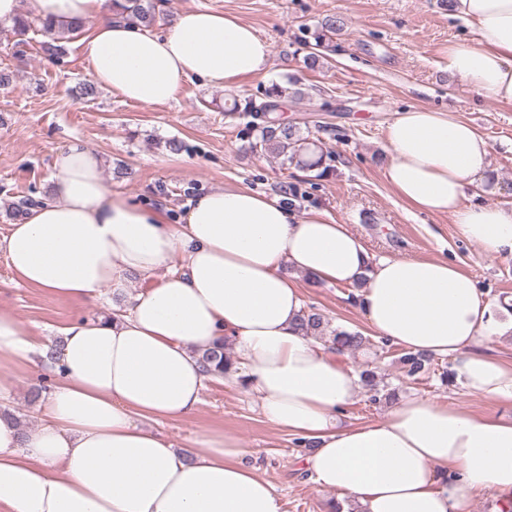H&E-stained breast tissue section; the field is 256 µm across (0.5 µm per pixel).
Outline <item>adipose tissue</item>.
<instances>
[{"mask_svg":"<svg viewBox=\"0 0 512 512\" xmlns=\"http://www.w3.org/2000/svg\"><path fill=\"white\" fill-rule=\"evenodd\" d=\"M23 5L55 33L96 18L82 40L90 78L144 106L171 103L193 78L232 87L271 55L251 25L221 11H180L154 34L117 16L112 0H0V21ZM451 8L477 38L444 48L449 72L512 103V0ZM386 147L384 173L404 201L512 256V207L485 200L491 147L469 122L449 110H398ZM53 167L51 200L0 236L18 280L80 300L106 284L122 290L132 273L155 283L117 317L74 320L55 341L31 338L0 312V364L58 377L34 431L0 418V512H282L272 484L242 463L234 433L210 430L179 448L149 427L196 414L208 378L199 353L227 340L230 377L269 422L313 442L302 462L320 488L351 496L361 512H468L485 489L512 507V418L406 396L382 420L339 425L360 376L300 327L298 275L361 283L359 307L376 335L451 358L470 394L512 400V364L478 350L499 332L492 305L458 265L373 258L348 225L297 217L281 196L246 187L201 193L172 224L109 188L101 157L78 140Z\"/></svg>","mask_w":512,"mask_h":512,"instance_id":"adipose-tissue-1","label":"adipose tissue"}]
</instances>
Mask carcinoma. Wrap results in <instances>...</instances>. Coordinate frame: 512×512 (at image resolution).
<instances>
[{
  "label": "carcinoma",
  "instance_id": "cac0c4a2",
  "mask_svg": "<svg viewBox=\"0 0 512 512\" xmlns=\"http://www.w3.org/2000/svg\"><path fill=\"white\" fill-rule=\"evenodd\" d=\"M112 8L121 18L139 23L144 27L150 26L155 18V5L151 3V0H112ZM82 29L83 23L75 24L67 31L43 42V49L51 55L63 53L61 42L74 38ZM339 30L340 25L336 18L325 19L320 25V30L313 34L315 46L318 48L324 46L325 42ZM271 96L273 99L261 103L251 99L244 102L234 101L232 111L241 112L250 117L248 127L257 131L253 149L280 157L281 163L284 165L296 163L308 171L316 169L318 178L325 176L330 167L325 165L324 153H319L318 159L314 162L303 160V154L310 151L309 143L300 137L296 126L280 123L271 117V114L278 111L277 99L282 97V91L277 90L271 93ZM300 326L308 336L316 339L328 338L329 342L336 346L338 352L357 350L366 343V337L359 332L328 330V321L318 313H304ZM201 360L206 372L216 376L224 375L232 365V357L223 345L205 350L201 355ZM426 362H428V358L424 353L407 352L401 357L403 372L407 378L412 380L426 372Z\"/></svg>",
  "mask_w": 512,
  "mask_h": 512
}]
</instances>
